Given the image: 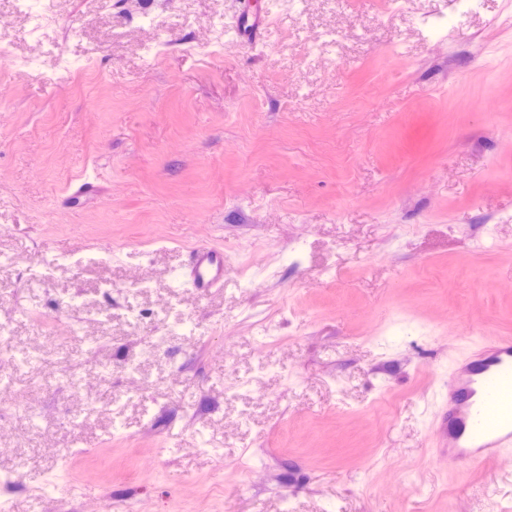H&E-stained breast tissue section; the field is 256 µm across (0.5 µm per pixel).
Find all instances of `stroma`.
<instances>
[{
    "mask_svg": "<svg viewBox=\"0 0 512 512\" xmlns=\"http://www.w3.org/2000/svg\"><path fill=\"white\" fill-rule=\"evenodd\" d=\"M239 2L56 0L35 33L0 0V360L39 358L14 384L30 414L0 422V500L512 512V451L471 471L432 452L449 373L512 336V0L449 33L448 0H255L254 45ZM200 245L224 252L204 294L177 281ZM106 284L163 313L156 349ZM42 305L66 344L18 315ZM242 3L244 8L239 19L238 38L240 42L247 43L252 35L256 36L257 33L265 30L267 16L258 12L253 13L250 0H243Z\"/></svg>",
    "mask_w": 512,
    "mask_h": 512,
    "instance_id": "35a3bbf8",
    "label": "stroma"
}]
</instances>
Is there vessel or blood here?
Masks as SVG:
<instances>
[{"instance_id": "vessel-or-blood-1", "label": "vessel or blood", "mask_w": 512, "mask_h": 512, "mask_svg": "<svg viewBox=\"0 0 512 512\" xmlns=\"http://www.w3.org/2000/svg\"><path fill=\"white\" fill-rule=\"evenodd\" d=\"M266 17L244 6L238 38L249 42L265 28ZM180 281L205 293L224 285V253L197 246L178 271ZM445 410L440 418L438 455L459 468H475L512 447V337L476 345L443 385Z\"/></svg>"}]
</instances>
